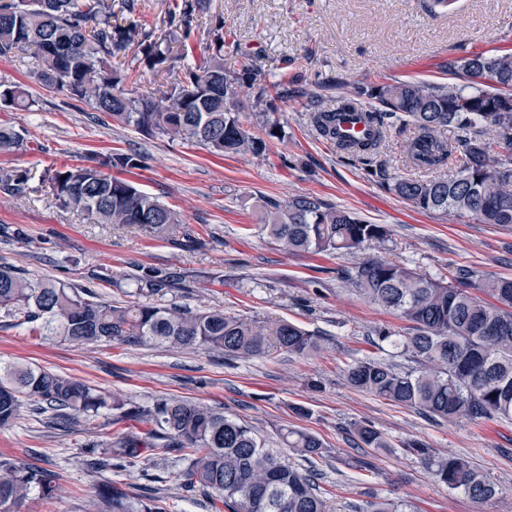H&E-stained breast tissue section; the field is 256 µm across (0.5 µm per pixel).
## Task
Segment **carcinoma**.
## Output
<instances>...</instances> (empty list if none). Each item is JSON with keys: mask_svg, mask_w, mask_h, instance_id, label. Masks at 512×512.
Here are the masks:
<instances>
[{"mask_svg": "<svg viewBox=\"0 0 512 512\" xmlns=\"http://www.w3.org/2000/svg\"><path fill=\"white\" fill-rule=\"evenodd\" d=\"M138 0H0V57L29 50L39 62L37 80L46 91H66L113 121L172 140L191 139L219 157L265 154L272 139L282 138L277 121H266L264 135L252 133L235 109L237 89L247 85L254 107L271 99H300L317 135L337 150L360 160L378 149L392 120L415 125L405 144L407 161L438 169L456 162L448 178L421 180L401 176L393 190L421 212H441L480 224H512V53L450 56L440 68L454 83L385 81L356 83L336 109L321 108L319 96L301 87L272 83L255 55L242 50L246 63L237 71L224 67V18L214 16L202 30L198 16L210 0H167L164 30L157 35L136 19ZM207 57L190 62L198 39ZM135 52L137 67L121 59ZM175 74L156 96H135L126 84L139 68ZM368 101L363 114L375 132L364 140L338 137V125ZM31 105L19 84L0 82V106ZM22 133L0 126V152L16 150ZM139 155L111 153L91 163L54 169L42 176L59 207L84 214L98 224L138 227L169 239L181 228L180 215L140 190L112 169L139 167ZM30 172L0 171V193L21 197L34 191ZM269 237L293 254L352 253L383 241L389 229L351 212L327 207L312 196L281 204L266 201ZM470 271L456 282L422 275L406 266L372 258L359 261L347 280L368 302L409 323L390 341L416 366L400 369L381 359L348 365L344 381L351 389L417 410L435 420L512 421V278L486 279L480 287L496 303L468 291ZM174 276L148 270L137 294L145 300L112 304L98 293L50 279H28L0 266V311L37 336H55L74 345L116 342L219 351L226 358L262 356L272 348L299 356L323 342L285 319L272 325L218 309L159 306L149 298ZM29 405L38 414L72 416L94 432L104 412L144 424L114 442L93 441L82 449L86 465L97 471L151 466L153 479L175 483L200 494L213 512H327L314 461L328 449L314 433L278 430L279 446L269 447L247 421L183 399H157L141 406L111 396L81 380L28 363L0 365V426L13 422ZM359 448H386L388 442L368 425H355ZM309 464L304 468L286 452ZM405 451L450 489L472 500L500 498L498 486L459 456L436 457L428 446L410 441ZM51 498L57 474L49 469L0 457V512L16 509L32 491ZM95 512H164L153 496H131L105 481L92 491ZM357 512H414L404 500L370 501Z\"/></svg>", "mask_w": 512, "mask_h": 512, "instance_id": "obj_1", "label": "carcinoma"}]
</instances>
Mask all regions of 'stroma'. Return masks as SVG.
Masks as SVG:
<instances>
[{
    "label": "stroma",
    "mask_w": 512,
    "mask_h": 512,
    "mask_svg": "<svg viewBox=\"0 0 512 512\" xmlns=\"http://www.w3.org/2000/svg\"><path fill=\"white\" fill-rule=\"evenodd\" d=\"M427 0H212L227 33L224 66L239 69L241 50L254 52L270 80L321 92L322 106L336 108L342 90L383 75L393 80L448 82L440 68L451 55L512 52V0H456L449 12L429 13ZM32 55L0 58V81L20 82L33 94L29 109H1L0 125L21 129L19 149L0 153V169L26 168L34 175L85 163L94 153H135L137 168L121 178L180 213L188 236L171 242L110 224H94L59 209L49 191L0 198V265L29 278L95 286L109 300H125L149 268L180 273L178 287L156 300L192 308L212 307L249 319L284 318L323 336L321 348L299 357L280 351L265 357L225 359L201 349L165 350L130 345L77 347L57 338L29 335L0 313V362L34 363L148 405L181 398L223 408L276 441L278 428L294 426L319 436L329 450L317 460L329 512L388 497L409 501L416 512H512V424L467 419L440 423L416 410L349 388L343 371L354 360L378 358L407 365L386 329L406 323L365 301L343 277L366 258L388 259L434 278L454 279L468 269L474 281L512 278V226L479 224L452 215L424 213L398 197L397 177L434 179L453 172L411 169L404 145L412 124L394 123L372 165L352 161L319 138L299 102L277 104L286 136L266 154L211 156L195 143L144 135L99 121L88 105L66 92L40 87ZM314 196L353 212L391 235L352 254H289L262 229L257 200L280 202ZM107 267L113 283H97ZM367 423L389 447H357L352 434ZM89 436L82 426L50 428L22 410L0 427V456L57 472L55 498L32 493L20 512H92L88 491L102 480L141 494L139 470L93 473L80 451ZM409 440L437 454L467 458L502 491L498 501L477 503L448 489L420 459L407 454ZM368 457L372 466H351Z\"/></svg>",
    "instance_id": "1"
}]
</instances>
